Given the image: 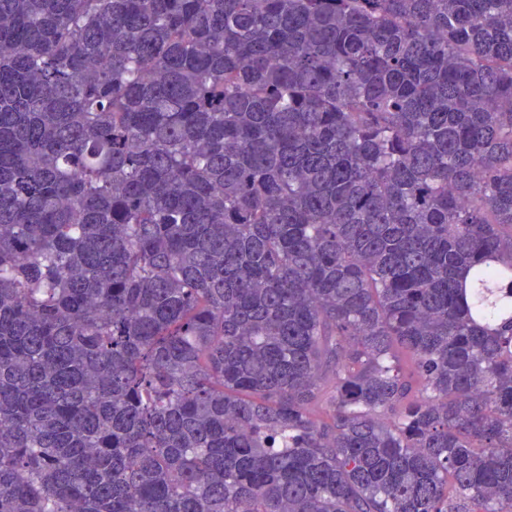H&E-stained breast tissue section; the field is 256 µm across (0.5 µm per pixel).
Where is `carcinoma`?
Masks as SVG:
<instances>
[{
    "mask_svg": "<svg viewBox=\"0 0 512 512\" xmlns=\"http://www.w3.org/2000/svg\"><path fill=\"white\" fill-rule=\"evenodd\" d=\"M512 512V0H0V512Z\"/></svg>",
    "mask_w": 512,
    "mask_h": 512,
    "instance_id": "cac0c4a2",
    "label": "carcinoma"
}]
</instances>
